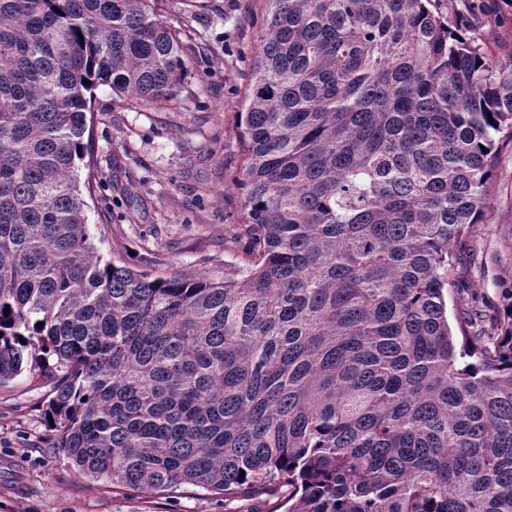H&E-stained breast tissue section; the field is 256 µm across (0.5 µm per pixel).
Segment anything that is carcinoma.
I'll return each mask as SVG.
<instances>
[{
    "mask_svg": "<svg viewBox=\"0 0 512 512\" xmlns=\"http://www.w3.org/2000/svg\"><path fill=\"white\" fill-rule=\"evenodd\" d=\"M156 2L0 0V384L50 373L49 447L114 485L512 512V305L447 315L512 140V49L431 0H267L242 257L155 276L94 254L74 171L93 88L179 97L190 61Z\"/></svg>",
    "mask_w": 512,
    "mask_h": 512,
    "instance_id": "cac0c4a2",
    "label": "carcinoma"
}]
</instances>
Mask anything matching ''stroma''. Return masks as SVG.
<instances>
[{"label": "stroma", "instance_id": "1", "mask_svg": "<svg viewBox=\"0 0 512 512\" xmlns=\"http://www.w3.org/2000/svg\"><path fill=\"white\" fill-rule=\"evenodd\" d=\"M158 8L179 31L190 70L168 105L94 90L90 240L106 258L118 243L131 264L220 279L242 250L239 114L266 0H160ZM452 277L472 304L512 303V142L499 147L487 221L456 247ZM52 397V381L36 370L0 386V512H274L283 496L228 499L191 485L157 493L90 478L46 445Z\"/></svg>", "mask_w": 512, "mask_h": 512}]
</instances>
